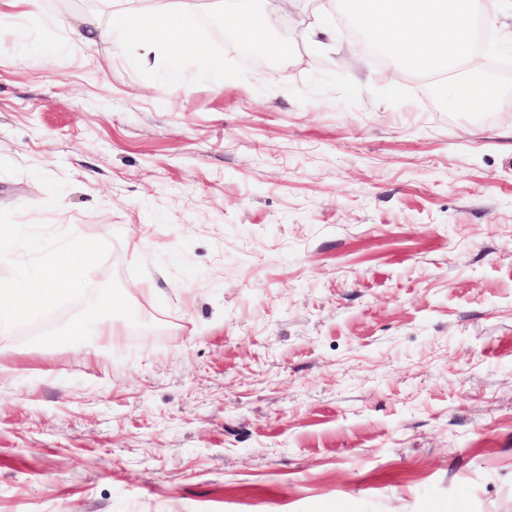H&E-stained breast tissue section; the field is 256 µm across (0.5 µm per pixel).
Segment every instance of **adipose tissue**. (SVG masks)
<instances>
[{"label":"adipose tissue","mask_w":512,"mask_h":512,"mask_svg":"<svg viewBox=\"0 0 512 512\" xmlns=\"http://www.w3.org/2000/svg\"><path fill=\"white\" fill-rule=\"evenodd\" d=\"M112 13L107 27L93 26L84 37L86 44L119 40L134 44L142 58H149L160 48L174 51L176 56L188 58L200 68H210L211 62L203 45L194 36L195 15L186 9L170 8L163 0H105ZM266 0H222V16L238 35L250 42H261L266 37L261 21ZM56 290L51 277H43L27 288L12 289V300L0 310V331L21 317L36 304L50 303Z\"/></svg>","instance_id":"adipose-tissue-1"}]
</instances>
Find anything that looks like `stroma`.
<instances>
[{
	"mask_svg": "<svg viewBox=\"0 0 512 512\" xmlns=\"http://www.w3.org/2000/svg\"><path fill=\"white\" fill-rule=\"evenodd\" d=\"M315 7L271 0V71L219 0L205 73L47 23L100 0L0 38V288L62 277L0 333V512H512V102L450 116Z\"/></svg>",
	"mask_w": 512,
	"mask_h": 512,
	"instance_id": "stroma-1",
	"label": "stroma"
}]
</instances>
